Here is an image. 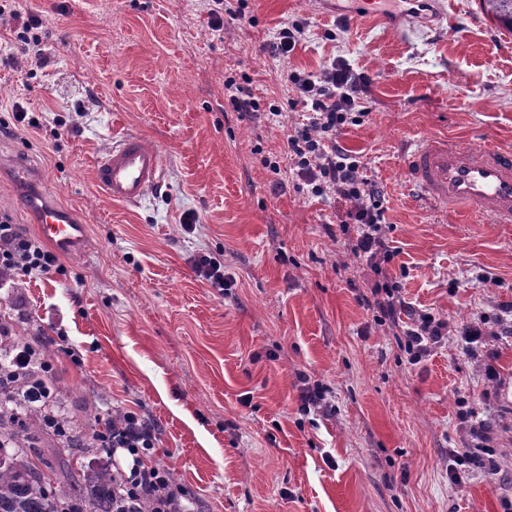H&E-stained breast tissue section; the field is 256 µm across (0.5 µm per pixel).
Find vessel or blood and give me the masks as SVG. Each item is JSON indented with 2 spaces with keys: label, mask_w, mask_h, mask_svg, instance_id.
<instances>
[{
  "label": "vessel or blood",
  "mask_w": 512,
  "mask_h": 512,
  "mask_svg": "<svg viewBox=\"0 0 512 512\" xmlns=\"http://www.w3.org/2000/svg\"><path fill=\"white\" fill-rule=\"evenodd\" d=\"M406 177L418 199L440 210H464L512 224V147L488 143L476 149L430 135L415 140L405 159ZM160 150L141 138L113 142L94 170L96 185L113 201L141 202L159 183ZM24 206L39 236L61 254L79 251L86 228L71 210L32 192Z\"/></svg>",
  "instance_id": "1"
}]
</instances>
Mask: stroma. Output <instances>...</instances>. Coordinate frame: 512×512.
<instances>
[{
    "instance_id": "1",
    "label": "stroma",
    "mask_w": 512,
    "mask_h": 512,
    "mask_svg": "<svg viewBox=\"0 0 512 512\" xmlns=\"http://www.w3.org/2000/svg\"><path fill=\"white\" fill-rule=\"evenodd\" d=\"M446 2L447 19L391 29L343 24L338 0H245L244 18L214 32L202 0H26L43 20V62L0 64V121L19 104L40 126L1 130L0 160L36 172L88 239L51 279L12 275L0 309L17 340H46L59 416L82 422L103 399L139 412L159 430L154 463L200 512H512V224L437 214L404 174L424 134L512 145V33L479 0ZM295 21L305 33L284 64L269 45ZM335 59L371 79L367 115L336 140L383 189L386 271L410 305L401 319L448 325L416 364L358 301L374 274L329 233L348 202L274 187L293 178L287 141L303 119L278 74ZM230 76L284 103L278 122L240 119L224 98ZM128 135L162 152L139 205L93 179ZM205 248L224 253L228 295L193 271ZM473 321L488 336L471 347L460 331ZM301 372L330 390L307 414ZM465 453L483 464L453 481Z\"/></svg>"
}]
</instances>
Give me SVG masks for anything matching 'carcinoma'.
Instances as JSON below:
<instances>
[{"label":"carcinoma","mask_w":512,"mask_h":512,"mask_svg":"<svg viewBox=\"0 0 512 512\" xmlns=\"http://www.w3.org/2000/svg\"><path fill=\"white\" fill-rule=\"evenodd\" d=\"M482 9L498 26L512 32V0H480ZM0 440L13 449L3 454L0 446V512H148L141 501L132 509L120 508L114 497L119 475L108 461L106 449L88 443L70 421L57 419L56 435L68 455L101 457L98 464L79 470V480L64 484L56 478L53 463L34 452L38 431L31 426L33 416L45 415L40 403L30 402L25 392L55 393L53 378L35 366L20 376L11 372L6 356L0 353Z\"/></svg>","instance_id":"cac0c4a2"}]
</instances>
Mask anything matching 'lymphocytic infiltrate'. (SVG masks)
I'll return each mask as SVG.
<instances>
[{
  "mask_svg": "<svg viewBox=\"0 0 512 512\" xmlns=\"http://www.w3.org/2000/svg\"><path fill=\"white\" fill-rule=\"evenodd\" d=\"M0 20L10 21L18 52L31 62H40L41 40L36 30L41 18L29 13L19 0H9L0 5ZM284 79L295 93L290 106L302 107L305 112L303 123L288 137L287 157L297 176L294 188L314 197L350 202L346 221L356 227L351 250L366 261L376 276L363 304L376 310L380 320L397 323L407 304L400 295L398 281L384 268L391 251L382 235L383 192L377 183L365 178L359 156L336 142L339 130L359 124L364 117L370 80L341 61L324 65L317 74L289 70ZM224 96L233 111L254 123L270 124L282 115L280 105L261 106L259 99L232 77L224 81ZM60 270L55 253L35 236L21 232L9 217H0V271L48 277ZM447 333L446 323L432 315L414 318L401 331L410 363L419 362L430 345L441 342ZM101 433L111 450L112 465L119 470V498L149 500L154 512H198L195 497L176 484L167 469L152 464L158 451L154 424L136 412L125 411L113 415L111 424L102 426Z\"/></svg>",
  "mask_w": 512,
  "mask_h": 512,
  "instance_id": "lymphocytic-infiltrate-1",
  "label": "lymphocytic infiltrate"
}]
</instances>
